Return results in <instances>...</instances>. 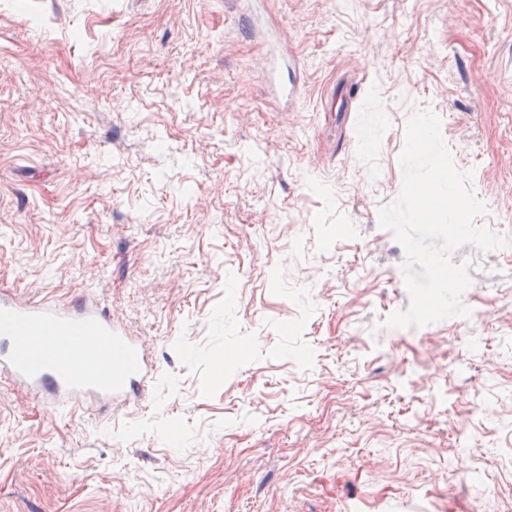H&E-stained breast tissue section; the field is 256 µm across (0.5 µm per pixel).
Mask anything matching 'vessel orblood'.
Masks as SVG:
<instances>
[{"instance_id": "obj_1", "label": "vessel or blood", "mask_w": 512, "mask_h": 512, "mask_svg": "<svg viewBox=\"0 0 512 512\" xmlns=\"http://www.w3.org/2000/svg\"><path fill=\"white\" fill-rule=\"evenodd\" d=\"M287 39L266 51L264 72L272 96L295 101L298 83L278 80L280 68L294 64ZM27 339H19L15 327ZM158 373L141 337L81 295L74 304L0 297V378L32 391L50 411H71L90 401L120 406L137 401Z\"/></svg>"}]
</instances>
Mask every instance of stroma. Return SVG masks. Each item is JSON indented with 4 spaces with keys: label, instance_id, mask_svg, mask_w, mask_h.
I'll return each instance as SVG.
<instances>
[{
    "label": "stroma",
    "instance_id": "obj_1",
    "mask_svg": "<svg viewBox=\"0 0 512 512\" xmlns=\"http://www.w3.org/2000/svg\"><path fill=\"white\" fill-rule=\"evenodd\" d=\"M421 108L512 235V0H0V293L92 294L160 367L120 411L0 380V512H512V252L452 255L486 323L382 325ZM279 46L271 50H267L264 55V72L267 84L272 96L288 105V101H295L299 93V84L297 81L288 84V82H280L277 79V72L280 68H288V64L292 65L295 72L298 68V61L288 54V38L280 37Z\"/></svg>",
    "mask_w": 512,
    "mask_h": 512
}]
</instances>
